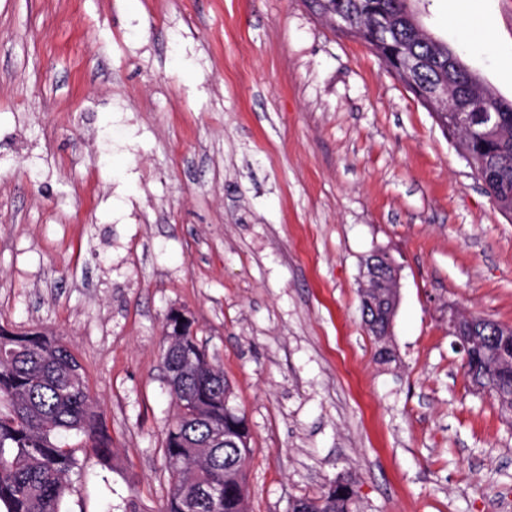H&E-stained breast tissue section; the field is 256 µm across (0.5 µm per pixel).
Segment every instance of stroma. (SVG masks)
<instances>
[{
    "label": "stroma",
    "mask_w": 512,
    "mask_h": 512,
    "mask_svg": "<svg viewBox=\"0 0 512 512\" xmlns=\"http://www.w3.org/2000/svg\"><path fill=\"white\" fill-rule=\"evenodd\" d=\"M410 6L512 100V0ZM174 308L247 422V512L340 477L357 512H512V417L448 334L452 308L512 328V217L370 48L307 0H0V325L62 338L112 438L65 512H160ZM391 266V275L384 276L381 272L375 267V260L369 261L368 266H363L362 277L364 279V288H376L378 282L381 278H386L385 287L389 288L393 294L397 295V292L400 288L399 286V276L397 269L393 265Z\"/></svg>",
    "instance_id": "35a3bbf8"
}]
</instances>
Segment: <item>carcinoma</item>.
Here are the masks:
<instances>
[{
  "mask_svg": "<svg viewBox=\"0 0 512 512\" xmlns=\"http://www.w3.org/2000/svg\"><path fill=\"white\" fill-rule=\"evenodd\" d=\"M319 14L339 12L341 29L360 37L386 68L423 103L448 88V107L435 116L485 192L503 211L512 204V100L499 97L462 64L446 43L423 37L408 0H308ZM406 54L418 58L407 71ZM469 117L468 129L459 126ZM480 342L464 364L468 381L512 400V329L485 320ZM162 360L173 373L170 391L184 413L166 431L164 455L171 486L161 512H245V468L250 454L245 418L220 396L231 393L224 373L205 360L191 328H164ZM225 429L230 448H204L211 431ZM102 462L112 439L94 406L82 365L66 344L42 332L0 326V512H63L70 473L77 468L71 439ZM224 496L210 499L208 487ZM349 482L336 480L319 494L299 498L289 512H353Z\"/></svg>",
  "mask_w": 512,
  "mask_h": 512,
  "instance_id": "cac0c4a2",
  "label": "carcinoma"
}]
</instances>
